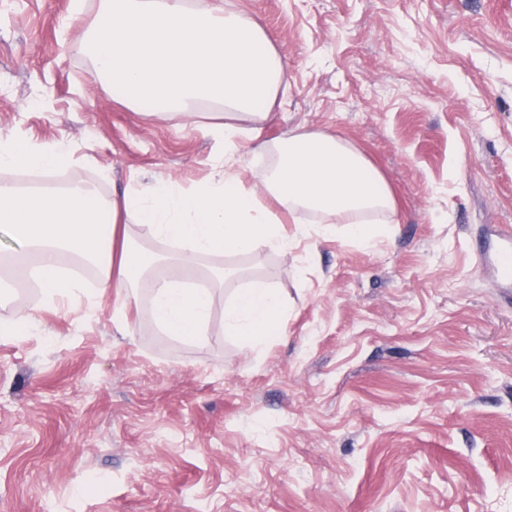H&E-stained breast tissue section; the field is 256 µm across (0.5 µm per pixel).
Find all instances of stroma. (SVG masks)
<instances>
[{"instance_id": "stroma-1", "label": "stroma", "mask_w": 512, "mask_h": 512, "mask_svg": "<svg viewBox=\"0 0 512 512\" xmlns=\"http://www.w3.org/2000/svg\"><path fill=\"white\" fill-rule=\"evenodd\" d=\"M231 2L287 66L232 156L121 101L83 39L100 0H0V138L65 143L108 199L223 158L259 183L270 145L329 133L395 209L371 247L284 212L289 253L203 258L229 272L204 343L96 270L0 336V512H512V0ZM255 278L288 302L259 344L224 333Z\"/></svg>"}]
</instances>
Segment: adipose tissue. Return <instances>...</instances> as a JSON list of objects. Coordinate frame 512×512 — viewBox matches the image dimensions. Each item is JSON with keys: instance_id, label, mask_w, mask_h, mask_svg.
<instances>
[{"instance_id": "obj_1", "label": "adipose tissue", "mask_w": 512, "mask_h": 512, "mask_svg": "<svg viewBox=\"0 0 512 512\" xmlns=\"http://www.w3.org/2000/svg\"><path fill=\"white\" fill-rule=\"evenodd\" d=\"M89 45L125 99L150 102L180 125L198 124L197 104L222 103L223 121L210 123L207 132L223 140L229 154L268 118L285 76L261 26L221 5L194 9L187 0H102ZM273 150L275 164L260 186L223 167L198 188L163 182L109 200L81 182L61 194L1 186L0 224L11 228L21 246L0 267V281L30 269L47 297L76 294L80 283L59 274L62 253L76 252L100 267L102 289L147 291L152 318L165 333L202 339L215 288L224 282L223 268L215 267L209 286H198L202 257L246 254L262 245L287 252L291 244L281 232L280 209L322 216L324 236L348 225L352 238L368 244L375 234L367 216L393 208L382 176L342 138L292 132ZM71 162L59 143L0 139V169H36L50 177ZM133 224L151 227L174 254L162 260L134 246L128 233ZM158 266L162 274L152 276ZM287 314L282 295L255 279L225 307L224 332L268 342L281 335Z\"/></svg>"}]
</instances>
